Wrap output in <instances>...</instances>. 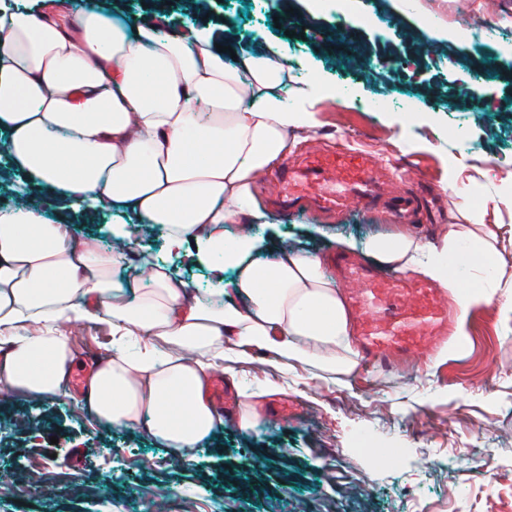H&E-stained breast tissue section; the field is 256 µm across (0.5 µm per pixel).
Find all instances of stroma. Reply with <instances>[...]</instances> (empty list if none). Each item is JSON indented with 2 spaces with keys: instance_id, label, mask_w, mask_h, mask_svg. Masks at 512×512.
Here are the masks:
<instances>
[{
  "instance_id": "obj_1",
  "label": "stroma",
  "mask_w": 512,
  "mask_h": 512,
  "mask_svg": "<svg viewBox=\"0 0 512 512\" xmlns=\"http://www.w3.org/2000/svg\"><path fill=\"white\" fill-rule=\"evenodd\" d=\"M89 8L125 24L149 17L171 32L214 24L238 54L269 46L287 57L290 87L329 89L312 103L316 127L293 134L292 158L315 143L413 165L407 188L421 206L409 230L422 242L448 224L512 226V0H330L318 20L316 0H72L73 11ZM280 9L292 11L294 36L276 27ZM347 13L359 19L349 30ZM468 22L488 30L487 44L468 46ZM475 84L480 93L469 94ZM36 201L1 136L0 208ZM47 217L71 224L74 241L106 246L127 224L109 210ZM127 226L133 262L168 266L194 291L210 292L207 265L170 247L163 226ZM392 230L378 215H282L253 227V256L272 261L278 242L295 239L330 258L348 239L364 257L372 238ZM499 249L505 273L493 279L495 301L472 311L465 335L432 363L322 380L300 365L281 395L269 390L267 365H242L240 384L261 394L258 424L242 432L225 422L223 435L184 459L145 426L96 420L69 384L38 401L0 397V512H148L157 500L166 512H512V321L500 312L512 304V237L502 236ZM57 330L82 369L107 353L98 327L61 321ZM282 397L301 415L277 418ZM34 455L47 478L15 497Z\"/></svg>"
}]
</instances>
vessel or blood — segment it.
I'll return each mask as SVG.
<instances>
[{"label": "vessel or blood", "instance_id": "b4317fda", "mask_svg": "<svg viewBox=\"0 0 512 512\" xmlns=\"http://www.w3.org/2000/svg\"><path fill=\"white\" fill-rule=\"evenodd\" d=\"M273 192L296 210L311 201L327 211L367 214L382 199L394 222L415 208L414 197L394 189L392 176L369 150L351 151L344 160L308 156L275 179ZM334 265L350 291L363 364L392 371L425 357L441 341L448 328L445 290L415 276L373 271L353 255L338 256Z\"/></svg>", "mask_w": 512, "mask_h": 512}]
</instances>
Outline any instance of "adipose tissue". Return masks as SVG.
<instances>
[{"mask_svg": "<svg viewBox=\"0 0 512 512\" xmlns=\"http://www.w3.org/2000/svg\"><path fill=\"white\" fill-rule=\"evenodd\" d=\"M218 42L76 14L69 0H40L35 11L0 0V130L41 194L0 211V392H57L74 354L54 324L97 325L112 352L97 360L82 401L98 420L146 425L184 457L224 428L223 410L204 395L213 371L234 381L260 358L280 375L298 365L347 375L357 357L322 257L289 243L272 262L252 257L251 226L275 221L259 182L285 158L289 134L314 127L310 96H282L287 58L263 49L234 58ZM61 203L129 212L164 226L171 247L194 244L213 275L210 297L165 266L131 264L129 246L73 243L70 224L45 216ZM228 224L238 228L229 250ZM498 241L486 225L451 224L429 249L398 232L374 238L369 251L451 288L466 315L492 304L496 290L458 281L450 263L469 256L498 268Z\"/></svg>", "mask_w": 512, "mask_h": 512, "instance_id": "adipose-tissue-1", "label": "adipose tissue"}]
</instances>
